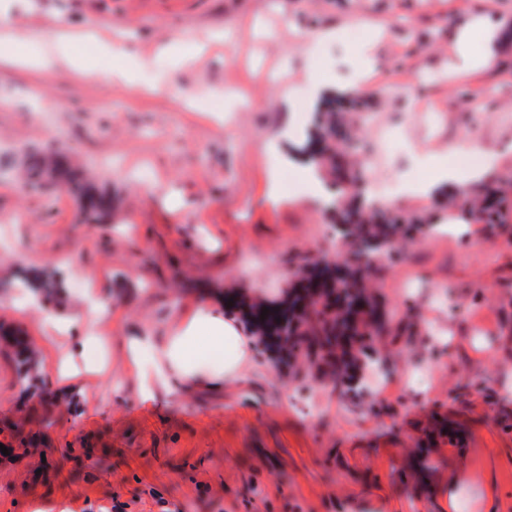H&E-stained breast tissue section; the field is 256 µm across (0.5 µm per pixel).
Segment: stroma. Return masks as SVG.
<instances>
[{"label": "stroma", "mask_w": 512, "mask_h": 512, "mask_svg": "<svg viewBox=\"0 0 512 512\" xmlns=\"http://www.w3.org/2000/svg\"><path fill=\"white\" fill-rule=\"evenodd\" d=\"M512 0H0L51 71L0 61V329L27 337L36 383L0 352V427L40 385L57 402L34 448L0 454V512H512V44L490 70L455 72L449 27ZM378 33L366 67L358 44ZM325 30L334 39L322 38ZM133 54L116 58L114 42ZM201 47L182 60V41ZM81 60L114 71L83 76ZM133 75L129 88L124 75ZM330 85L301 107L296 90ZM342 109L335 143L397 214L436 223L406 240L379 277L387 315L415 312L420 335L387 356L374 393L342 396L295 378L255 346V369L212 391L143 399L125 337L170 335L200 305L282 284L337 249L338 216L286 164L316 148L319 107ZM477 139L483 181L404 197L412 160ZM77 172L113 205L84 215L54 174L29 185L30 149ZM493 184L503 223L478 224L466 195ZM261 264L243 268L245 253ZM108 300L96 325L105 374L60 383L82 327V292ZM39 294L27 307L23 290ZM458 423L449 444L438 428Z\"/></svg>", "instance_id": "stroma-1"}]
</instances>
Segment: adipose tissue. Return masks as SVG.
I'll return each instance as SVG.
<instances>
[{"mask_svg":"<svg viewBox=\"0 0 512 512\" xmlns=\"http://www.w3.org/2000/svg\"><path fill=\"white\" fill-rule=\"evenodd\" d=\"M502 21L497 13L482 11L455 24L452 40L456 52L457 70L489 69L498 62L496 40ZM451 153L420 156L419 162L428 172L427 178L416 188L427 195L434 190L452 185L465 188L468 182L481 179L482 170L460 175L451 161ZM103 311V303L94 293H87L81 311L86 323L83 357L84 368L66 364L61 374L76 378L80 370L101 371L103 364L96 357L100 341L95 323ZM142 376L140 393L152 397L156 390L204 383L216 386L220 382L236 380L242 370L251 366L252 346L244 336L233 314L216 312L213 307H197L186 318L175 335L156 339L152 336H134L124 345Z\"/></svg>","mask_w":512,"mask_h":512,"instance_id":"ef3b65f1","label":"adipose tissue"}]
</instances>
